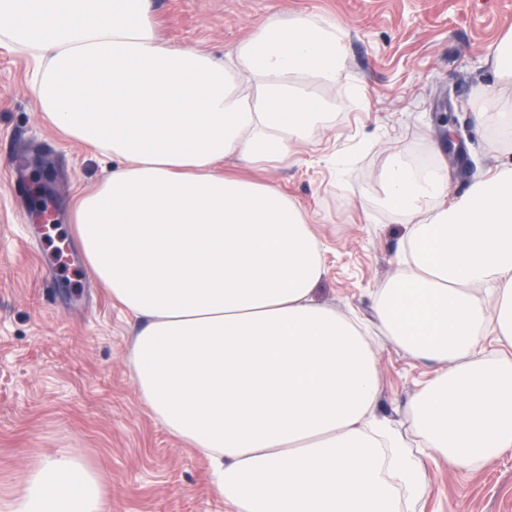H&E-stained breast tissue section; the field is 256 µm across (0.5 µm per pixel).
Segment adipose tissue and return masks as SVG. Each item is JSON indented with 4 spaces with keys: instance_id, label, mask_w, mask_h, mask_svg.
Returning <instances> with one entry per match:
<instances>
[{
    "instance_id": "obj_1",
    "label": "adipose tissue",
    "mask_w": 512,
    "mask_h": 512,
    "mask_svg": "<svg viewBox=\"0 0 512 512\" xmlns=\"http://www.w3.org/2000/svg\"><path fill=\"white\" fill-rule=\"evenodd\" d=\"M343 27L274 19L215 58L162 38L153 0H0V44L37 63L46 122L111 173L72 234L131 316L150 416L203 454L226 512H423L426 462L474 470L512 450V163L448 197V173L392 152L381 202L403 266L375 293L387 339L434 366L407 432L375 416L366 328L315 300L308 214L265 180L326 130ZM80 455L41 459L0 512H104Z\"/></svg>"
}]
</instances>
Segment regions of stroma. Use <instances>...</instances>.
<instances>
[{
  "label": "stroma",
  "mask_w": 512,
  "mask_h": 512,
  "mask_svg": "<svg viewBox=\"0 0 512 512\" xmlns=\"http://www.w3.org/2000/svg\"><path fill=\"white\" fill-rule=\"evenodd\" d=\"M163 37L224 57L271 17L304 13L348 32L347 64L333 125L269 180L312 216L328 272L318 301L376 326L374 292L397 271L404 227L374 190L387 150L438 155L448 196L503 161L512 142L477 124L476 91L495 83L485 50L512 29V0H155ZM32 64L0 45V500L15 494L44 456L80 449L107 487L106 512H224L206 459L182 447L141 405L126 351L128 318L97 279L47 267L35 223L41 166L47 203L70 236L78 193L112 171L44 121L29 85ZM456 121L463 154L449 151L444 117ZM376 414L403 429L405 407L432 366L388 340L376 344ZM424 512H512V452L482 469L431 467Z\"/></svg>",
  "instance_id": "stroma-1"
}]
</instances>
